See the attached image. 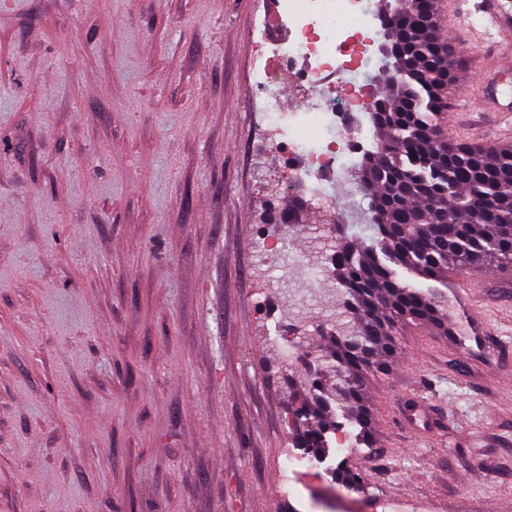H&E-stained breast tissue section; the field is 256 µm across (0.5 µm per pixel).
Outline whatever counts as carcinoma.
I'll return each instance as SVG.
<instances>
[{"instance_id": "cac0c4a2", "label": "carcinoma", "mask_w": 512, "mask_h": 512, "mask_svg": "<svg viewBox=\"0 0 512 512\" xmlns=\"http://www.w3.org/2000/svg\"><path fill=\"white\" fill-rule=\"evenodd\" d=\"M435 0H385L380 55L373 80L382 85L371 119L377 146L357 171L352 216L364 233L333 232V274L352 319L326 332L313 373L334 386L304 389L288 409L293 447L309 458L330 456L336 428L346 426L365 446L372 424L362 405L365 374L392 352L399 325L427 324L465 338L448 322L446 301L398 277L401 268L448 285V270L475 273L494 261L512 265V145L448 149L439 120L448 108L456 62L435 24ZM344 421L336 418V410ZM335 478L366 486L363 473L339 462Z\"/></svg>"}]
</instances>
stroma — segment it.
<instances>
[{
    "instance_id": "35a3bbf8",
    "label": "stroma",
    "mask_w": 512,
    "mask_h": 512,
    "mask_svg": "<svg viewBox=\"0 0 512 512\" xmlns=\"http://www.w3.org/2000/svg\"><path fill=\"white\" fill-rule=\"evenodd\" d=\"M270 9L0 0V512H512V266L413 279L478 338L397 328L365 495L285 465L280 277L324 214L258 135ZM459 62L444 133L512 142Z\"/></svg>"
}]
</instances>
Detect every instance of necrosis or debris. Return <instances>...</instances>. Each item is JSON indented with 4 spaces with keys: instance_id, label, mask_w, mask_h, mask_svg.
Here are the masks:
<instances>
[{
    "instance_id": "necrosis-or-debris-1",
    "label": "necrosis or debris",
    "mask_w": 512,
    "mask_h": 512,
    "mask_svg": "<svg viewBox=\"0 0 512 512\" xmlns=\"http://www.w3.org/2000/svg\"><path fill=\"white\" fill-rule=\"evenodd\" d=\"M380 34L378 0H275L259 44L264 62L254 72L257 109L270 140L297 179L314 180L313 202L334 210L331 183L354 187L356 166L375 150L370 114L376 89L367 75L377 67L374 46ZM287 72V109L270 88L274 72Z\"/></svg>"
}]
</instances>
